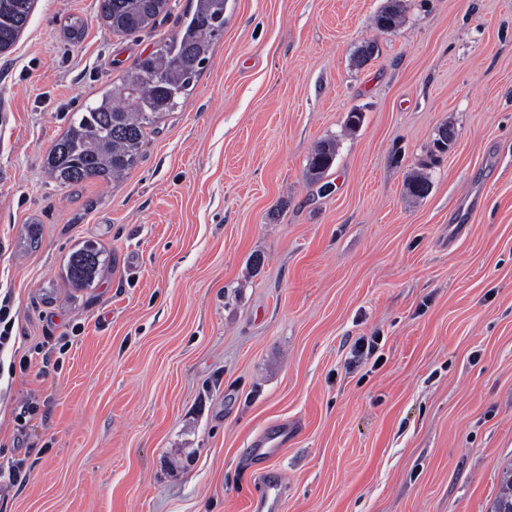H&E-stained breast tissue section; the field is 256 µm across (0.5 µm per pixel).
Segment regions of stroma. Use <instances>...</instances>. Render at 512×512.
I'll use <instances>...</instances> for the list:
<instances>
[{
  "instance_id": "1",
  "label": "stroma",
  "mask_w": 512,
  "mask_h": 512,
  "mask_svg": "<svg viewBox=\"0 0 512 512\" xmlns=\"http://www.w3.org/2000/svg\"><path fill=\"white\" fill-rule=\"evenodd\" d=\"M387 3L227 0L138 164L63 186L45 160L73 113L195 0L133 36L99 0H38L0 54V298L31 360L0 378V465L29 469L0 512H253L264 472L279 512H490L512 465V0H397L381 34ZM88 244L104 265L77 288ZM336 157V142L329 140L318 146L308 159L306 174L310 180H320ZM101 255V251L91 244L72 255L68 266V278L75 287L88 288L94 282L101 264ZM288 440V428L278 431L277 435L259 437L254 441L252 452L257 456H272Z\"/></svg>"
}]
</instances>
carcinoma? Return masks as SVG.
<instances>
[{
  "mask_svg": "<svg viewBox=\"0 0 512 512\" xmlns=\"http://www.w3.org/2000/svg\"><path fill=\"white\" fill-rule=\"evenodd\" d=\"M36 0H0V54L11 49L29 23ZM226 0H197L182 30L145 57L112 96L90 104L73 115L66 134L46 158L51 177L62 185L91 179L110 182L138 162L146 129L173 111L178 99L202 75L212 47L224 35ZM168 0H100L101 16L116 34L135 35L154 26L167 13ZM336 157V141L318 146L308 159L306 174L321 179ZM428 176L413 173L407 182L409 195H428ZM101 251L89 244L75 252L68 278L77 288L95 280ZM493 512H512V467L506 469Z\"/></svg>",
  "mask_w": 512,
  "mask_h": 512,
  "instance_id": "obj_1",
  "label": "carcinoma"
}]
</instances>
